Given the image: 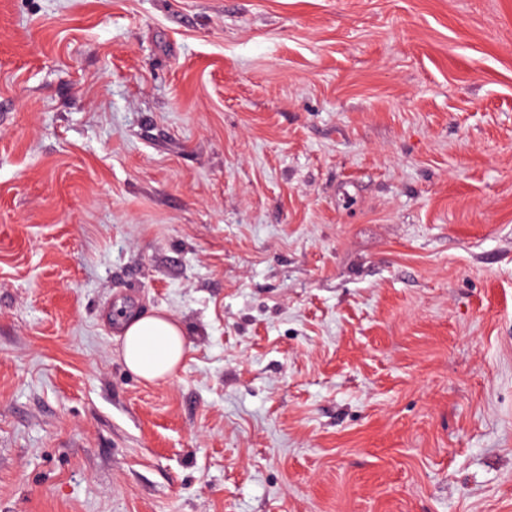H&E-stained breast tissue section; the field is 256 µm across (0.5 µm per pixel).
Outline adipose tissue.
Segmentation results:
<instances>
[{
  "label": "adipose tissue",
  "mask_w": 512,
  "mask_h": 512,
  "mask_svg": "<svg viewBox=\"0 0 512 512\" xmlns=\"http://www.w3.org/2000/svg\"><path fill=\"white\" fill-rule=\"evenodd\" d=\"M119 331L125 366L150 383L171 379L188 352L182 324L165 312L123 317Z\"/></svg>",
  "instance_id": "1"
}]
</instances>
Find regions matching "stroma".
<instances>
[{"instance_id":"obj_1","label":"stroma","mask_w":512,"mask_h":512,"mask_svg":"<svg viewBox=\"0 0 512 512\" xmlns=\"http://www.w3.org/2000/svg\"><path fill=\"white\" fill-rule=\"evenodd\" d=\"M0 512H512V0H0ZM119 331L125 366L146 382L171 379L189 349L182 324L165 312L123 317Z\"/></svg>"}]
</instances>
